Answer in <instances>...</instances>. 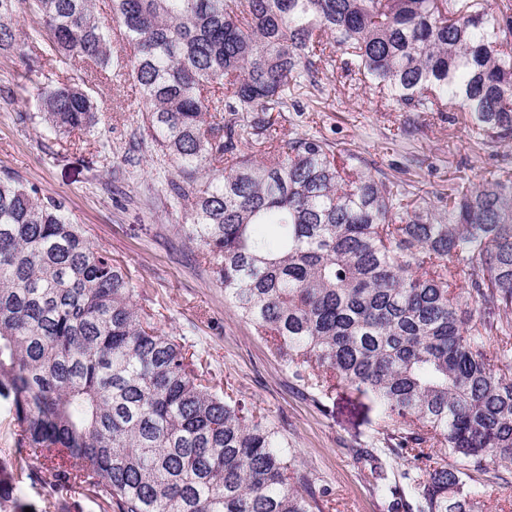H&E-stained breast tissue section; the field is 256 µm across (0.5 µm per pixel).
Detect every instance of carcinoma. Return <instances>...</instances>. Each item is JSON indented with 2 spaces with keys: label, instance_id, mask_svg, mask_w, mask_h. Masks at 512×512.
<instances>
[{
  "label": "carcinoma",
  "instance_id": "obj_1",
  "mask_svg": "<svg viewBox=\"0 0 512 512\" xmlns=\"http://www.w3.org/2000/svg\"><path fill=\"white\" fill-rule=\"evenodd\" d=\"M0 0V52L128 76L138 129L169 167L166 199L224 297L303 388L379 408L378 448H353L390 512H474L512 465V0ZM401 112L454 113L496 171L437 205L410 199L307 129L303 90L328 67ZM47 137L99 117L76 81L38 89ZM155 313L65 203L0 176V401L15 456L0 512H313L325 491L288 440L194 371L200 350ZM453 463H448V459ZM40 460L36 467L30 460ZM55 476L37 509L19 484Z\"/></svg>",
  "mask_w": 512,
  "mask_h": 512
}]
</instances>
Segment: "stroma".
<instances>
[{"instance_id":"35a3bbf8","label":"stroma","mask_w":512,"mask_h":512,"mask_svg":"<svg viewBox=\"0 0 512 512\" xmlns=\"http://www.w3.org/2000/svg\"><path fill=\"white\" fill-rule=\"evenodd\" d=\"M44 53L43 44L29 42L0 54V175L65 200L94 244L125 267L139 301L155 311L158 330L197 343L224 395L256 407L285 434L301 468L328 486L324 512H384L350 455L377 437L374 403L345 386L313 396L225 299L165 201L149 148L133 137L143 112L132 81L76 73L44 60ZM75 76L96 102L108 148L90 135L48 138L20 119L36 112L46 78ZM305 102L320 135L410 184L425 203H436L460 175L478 182L493 170L476 137L449 124L447 113H428L414 139H401L403 113L367 87L348 85L340 71L328 72L325 92Z\"/></svg>"}]
</instances>
